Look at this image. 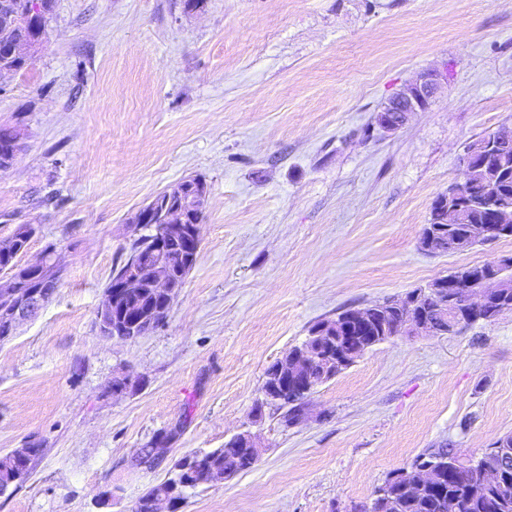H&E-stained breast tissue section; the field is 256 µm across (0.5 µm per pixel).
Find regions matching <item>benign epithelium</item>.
Instances as JSON below:
<instances>
[{"mask_svg": "<svg viewBox=\"0 0 512 512\" xmlns=\"http://www.w3.org/2000/svg\"><path fill=\"white\" fill-rule=\"evenodd\" d=\"M0 8L12 12L15 24L21 28L37 20L46 23L42 0H30L24 8L12 0H0ZM443 78L445 74L436 70L420 73L403 91L384 103L376 115L377 126L386 133H394L401 129L410 114L428 107ZM510 144L512 133L497 131L489 134L480 147L483 152H491L500 151ZM205 196L206 188L203 184H190L184 180L173 190L162 193L135 212L131 224L137 231L143 228L141 213L158 214L159 223L153 225L156 247L148 262L129 267L119 279L112 282V286L105 289V299L99 312L112 314V319L104 318L97 324L100 335L110 338L142 336L162 323L159 311L141 309L127 303V300L139 294L141 289L151 288L155 296L163 302V308H172L185 279L197 262L201 243L200 225L193 223V220L198 204ZM497 215L499 223L489 224L479 230V235L488 242L496 241L500 236L512 232V212L500 208ZM170 238H179L185 245L175 267L165 256L164 242ZM0 273L3 274L0 278V325L7 329V335L0 336L2 344L11 340L21 324L35 317L50 301L54 289L63 278L64 268L55 250L51 248L47 254L28 263L27 273L22 276L17 275L14 267L6 268ZM453 285L452 278L441 276L427 286V291L441 308L448 297V288ZM500 287L502 279L493 274L482 280L479 285L468 289L464 294V306L469 318L448 324V332L453 333L460 329L469 319H482L489 298L495 293V289ZM399 304L409 312V315L405 317V322L395 329V335L421 331L431 335L441 334L430 316L412 314V303L409 298H403ZM289 360V367L276 366L267 371L264 382V390L267 392L265 400L279 405L300 404L296 418V422L299 423L306 418L309 404L310 379L306 375V370L310 366V360L304 354V350L299 348L291 349ZM351 363L349 353L338 352L320 358L321 369L326 372H332ZM432 467L433 464L430 462L416 465L413 468L415 481L407 484L404 492L411 494L417 484L429 480Z\"/></svg>", "mask_w": 512, "mask_h": 512, "instance_id": "obj_1", "label": "benign epithelium"}]
</instances>
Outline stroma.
I'll list each match as a JSON object with an SVG mask.
<instances>
[{
	"label": "stroma",
	"instance_id": "1",
	"mask_svg": "<svg viewBox=\"0 0 512 512\" xmlns=\"http://www.w3.org/2000/svg\"><path fill=\"white\" fill-rule=\"evenodd\" d=\"M429 69L448 77L427 109L381 132ZM5 123L25 147L0 170V239L36 225L19 263L52 245L65 274L0 345V454L39 449L0 512H133L185 452L244 429L258 462L180 512H359L423 450L475 460L512 433V311L372 348L298 425L252 419L265 368L315 323L512 257L510 237L419 247L465 147L512 131V0H54L33 64L0 77ZM188 177L208 203L168 317L100 336L130 218Z\"/></svg>",
	"mask_w": 512,
	"mask_h": 512
}]
</instances>
